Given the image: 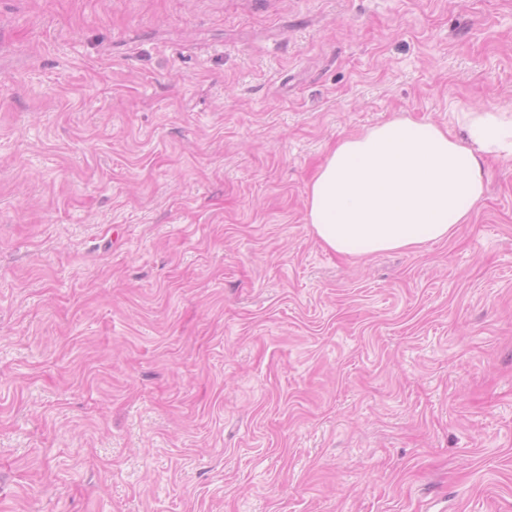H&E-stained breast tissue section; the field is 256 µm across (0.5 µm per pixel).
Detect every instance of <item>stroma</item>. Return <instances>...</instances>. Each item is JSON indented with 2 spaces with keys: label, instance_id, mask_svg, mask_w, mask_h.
Masks as SVG:
<instances>
[{
  "label": "stroma",
  "instance_id": "1",
  "mask_svg": "<svg viewBox=\"0 0 512 512\" xmlns=\"http://www.w3.org/2000/svg\"><path fill=\"white\" fill-rule=\"evenodd\" d=\"M512 108V0H0V512H512V159L325 248L395 117Z\"/></svg>",
  "mask_w": 512,
  "mask_h": 512
}]
</instances>
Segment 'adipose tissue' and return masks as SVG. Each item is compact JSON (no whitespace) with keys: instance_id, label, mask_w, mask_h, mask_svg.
<instances>
[{"instance_id":"1","label":"adipose tissue","mask_w":512,"mask_h":512,"mask_svg":"<svg viewBox=\"0 0 512 512\" xmlns=\"http://www.w3.org/2000/svg\"><path fill=\"white\" fill-rule=\"evenodd\" d=\"M456 121L463 136L400 117L339 140L307 190V222L322 245L352 257L411 251L470 223L484 155L512 158V109L471 108Z\"/></svg>"}]
</instances>
